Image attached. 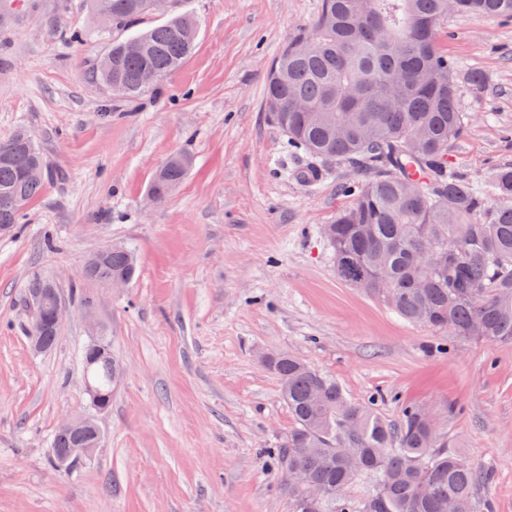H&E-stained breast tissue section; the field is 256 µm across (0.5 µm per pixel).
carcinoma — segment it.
Returning <instances> with one entry per match:
<instances>
[{
    "label": "carcinoma",
    "instance_id": "carcinoma-1",
    "mask_svg": "<svg viewBox=\"0 0 512 512\" xmlns=\"http://www.w3.org/2000/svg\"><path fill=\"white\" fill-rule=\"evenodd\" d=\"M115 28L150 11L149 0H92ZM445 0H321L311 31L277 56L267 74L265 111L318 170L360 161L371 172L353 201L322 226L337 278L381 299L405 321L456 336L512 343V165L483 188L448 169V146L465 132L457 64L439 44ZM478 19L512 18V0H458ZM196 25L188 14L112 43L96 67L100 82L135 100L156 89L193 51ZM190 156H171L151 190L170 194L189 170ZM44 165L23 131L0 142V225L24 220L46 180L22 177ZM136 273L133 252L101 249L85 263L84 279L107 285ZM85 366L86 381L112 390V349ZM276 376L295 421L271 451L292 512H478L481 478L461 455L438 444L421 408L407 406L395 428L367 404L346 396L335 379L292 354L261 359ZM51 447L65 453L75 434L60 425ZM300 470L324 489L308 507L292 480ZM372 493L349 498L358 476Z\"/></svg>",
    "mask_w": 512,
    "mask_h": 512
}]
</instances>
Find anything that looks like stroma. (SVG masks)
Masks as SVG:
<instances>
[{
	"mask_svg": "<svg viewBox=\"0 0 512 512\" xmlns=\"http://www.w3.org/2000/svg\"><path fill=\"white\" fill-rule=\"evenodd\" d=\"M318 4L168 0L136 30L189 14L196 49L129 101L93 75L127 33L94 18L90 0H9L0 140L25 128L52 177L23 224L0 235V512H291L266 455L295 427L260 361L272 353L301 358L352 400H376L391 424L406 405L433 410L450 449L490 472L479 500L512 512V343L407 323L341 282L321 227L366 173L339 161L302 182L305 158L264 110L271 61ZM72 29L85 30L82 44L67 42ZM438 38L468 117L448 164L484 182L512 164V19L451 13ZM177 153L192 159L187 175L149 203L155 171ZM116 243L136 252L130 284L83 282L87 255ZM36 275L66 308L46 353L27 338ZM93 322L123 374L91 461L60 470L51 439L90 410L81 358Z\"/></svg>",
	"mask_w": 512,
	"mask_h": 512,
	"instance_id": "35a3bbf8",
	"label": "stroma"
}]
</instances>
